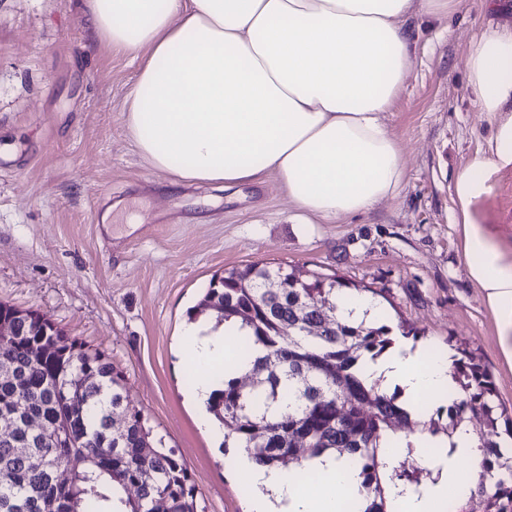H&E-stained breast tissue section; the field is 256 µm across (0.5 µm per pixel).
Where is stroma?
<instances>
[{"mask_svg": "<svg viewBox=\"0 0 512 512\" xmlns=\"http://www.w3.org/2000/svg\"><path fill=\"white\" fill-rule=\"evenodd\" d=\"M404 26L415 55L385 115L401 187L327 223L298 211L273 175L225 192L171 186L124 124L138 59L101 49L79 0H0V302L108 353L130 403L185 463L199 512H247L250 497L230 472L232 449L197 424L179 353L188 310L233 267L282 265L367 289L420 343L464 342L512 413V362L469 277L454 191L502 118L481 111L468 55L512 28V0H458ZM473 210L512 255V167Z\"/></svg>", "mask_w": 512, "mask_h": 512, "instance_id": "obj_1", "label": "stroma"}]
</instances>
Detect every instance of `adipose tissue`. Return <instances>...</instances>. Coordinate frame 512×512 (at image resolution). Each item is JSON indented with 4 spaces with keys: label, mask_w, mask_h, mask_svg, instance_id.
Listing matches in <instances>:
<instances>
[{
    "label": "adipose tissue",
    "mask_w": 512,
    "mask_h": 512,
    "mask_svg": "<svg viewBox=\"0 0 512 512\" xmlns=\"http://www.w3.org/2000/svg\"><path fill=\"white\" fill-rule=\"evenodd\" d=\"M456 0H80L97 44L134 54L139 77L125 125L137 153L174 185L229 190L276 175L294 206L333 221L395 196L404 177L400 146L383 121L413 64L403 20L450 11ZM482 111L505 113L491 153L455 183L468 272L493 311L499 344L512 360V257L472 208L493 174L512 167V30L485 35L468 57ZM231 329L185 324L183 355L199 365L189 396L207 401L212 365L229 361ZM368 380L419 400L455 402L448 358L396 341L368 363ZM415 459L439 479L423 496L403 495L400 512H447L481 473L478 441L413 437ZM252 490L249 512H340L358 470L323 454L308 461L313 486L295 470L231 462Z\"/></svg>",
    "instance_id": "adipose-tissue-1"
}]
</instances>
